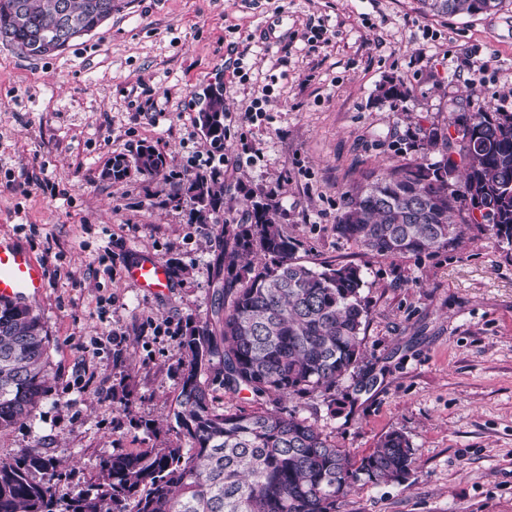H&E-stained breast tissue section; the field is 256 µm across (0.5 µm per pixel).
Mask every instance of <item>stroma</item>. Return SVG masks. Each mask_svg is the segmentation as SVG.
Wrapping results in <instances>:
<instances>
[{
	"label": "stroma",
	"mask_w": 512,
	"mask_h": 512,
	"mask_svg": "<svg viewBox=\"0 0 512 512\" xmlns=\"http://www.w3.org/2000/svg\"><path fill=\"white\" fill-rule=\"evenodd\" d=\"M281 11L296 35L271 48L256 32ZM244 52L257 64L242 76ZM217 77L224 207L195 224L186 183L207 141L191 119ZM392 84L400 100L383 98ZM490 109L512 112V0L444 17L417 0H128L63 52L32 59L0 43V235L46 271L32 307L50 377L32 417L0 432V461L61 462L64 503L113 449L149 446L146 424L168 418L178 391L185 333L213 316L222 228L247 195H265L301 261L362 265L359 371L374 385L347 377L332 399L259 401L215 383L214 407L294 412L355 460L403 432L410 479L359 489L341 512H512V247L468 224L445 250L368 257L336 230L367 172L419 162L453 114ZM147 145L165 155L162 174L103 177ZM145 256L171 270L166 292L128 277Z\"/></svg>",
	"instance_id": "35a3bbf8"
}]
</instances>
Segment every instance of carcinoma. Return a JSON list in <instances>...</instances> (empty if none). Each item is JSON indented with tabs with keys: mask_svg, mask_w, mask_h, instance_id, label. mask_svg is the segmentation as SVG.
<instances>
[{
	"mask_svg": "<svg viewBox=\"0 0 512 512\" xmlns=\"http://www.w3.org/2000/svg\"><path fill=\"white\" fill-rule=\"evenodd\" d=\"M73 35L59 42V3ZM434 15L487 13L504 0H419ZM116 0H0V42L39 59L67 49L112 19ZM200 121L215 148L224 147V86L209 84ZM435 162L369 172L338 218V232L367 256H419L451 246L462 225L482 223L512 247V112H472L453 118ZM163 154L143 148L130 163L110 160L114 182L131 171L161 174ZM186 193L201 224L224 206L215 175L188 179ZM272 200L250 199L235 224L224 225L212 320L189 329L173 423L146 425L153 444L117 449L101 458L97 481L58 510L52 485L61 465L33 453L0 463V512H340L352 492L403 484L415 458L400 431L385 434L359 462L307 420L262 406L249 412L215 409L205 376L220 357L224 388L256 397L317 393L362 359L368 318L362 267H310L276 221ZM479 215H474V212ZM48 339L27 305L0 302V431L27 419L48 392ZM178 430L173 443L168 433ZM41 473V479L32 477Z\"/></svg>",
	"mask_w": 512,
	"mask_h": 512,
	"instance_id": "obj_1",
	"label": "carcinoma"
}]
</instances>
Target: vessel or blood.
Here are the masks:
<instances>
[{
	"mask_svg": "<svg viewBox=\"0 0 512 512\" xmlns=\"http://www.w3.org/2000/svg\"><path fill=\"white\" fill-rule=\"evenodd\" d=\"M295 32V22L285 12L267 17L260 30L263 43L276 47L287 45ZM128 275L152 293L166 291L172 281L169 268L149 257L131 266ZM45 286V271L29 251L12 239L0 237V299L23 303L39 296Z\"/></svg>",
	"mask_w": 512,
	"mask_h": 512,
	"instance_id": "obj_1",
	"label": "vessel or blood"
}]
</instances>
